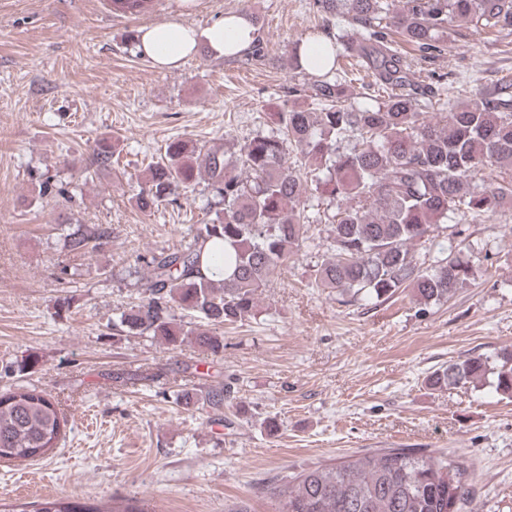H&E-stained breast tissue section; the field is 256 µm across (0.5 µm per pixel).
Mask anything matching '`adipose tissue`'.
I'll list each match as a JSON object with an SVG mask.
<instances>
[{
  "mask_svg": "<svg viewBox=\"0 0 512 512\" xmlns=\"http://www.w3.org/2000/svg\"><path fill=\"white\" fill-rule=\"evenodd\" d=\"M253 31V21L244 13L220 19L202 29L177 16L143 26L136 49L157 69L172 71L202 47L216 58L242 53L249 47Z\"/></svg>",
  "mask_w": 512,
  "mask_h": 512,
  "instance_id": "adipose-tissue-1",
  "label": "adipose tissue"
}]
</instances>
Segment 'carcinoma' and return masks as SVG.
Masks as SVG:
<instances>
[{"label":"carcinoma","mask_w":512,"mask_h":512,"mask_svg":"<svg viewBox=\"0 0 512 512\" xmlns=\"http://www.w3.org/2000/svg\"><path fill=\"white\" fill-rule=\"evenodd\" d=\"M153 0H112V12L140 15ZM316 12L349 28L311 49L297 41L290 69L310 79L289 87L297 100L272 114V128L229 149L170 141L163 156L137 181L134 202L151 213L207 181L212 217L181 249L139 257L145 299L121 313L126 335H146L171 346L186 339L214 353L224 349L209 330L187 329L171 309L209 325L253 316L271 275L288 266L313 223L328 226L331 254L314 265L311 283L336 295L386 300L410 290L419 304L446 301L468 287L473 266L449 253L423 268L414 248L460 213L493 214L512 202V86L488 98L476 93L456 103L448 119H427L397 34L419 56L443 49L456 21L482 33L512 30V0H313ZM370 71L375 85L395 93L375 105L349 104L346 65ZM112 143L92 148L85 177L112 170ZM499 169L488 185L477 182ZM335 206L328 213L321 206ZM112 237L108 224H80L67 232L72 254L96 250ZM32 356L0 367L22 377L35 369ZM495 375V391L512 398V350L495 356L450 360L428 377L433 387L475 385ZM60 402L35 387L0 390V461L42 458L66 436ZM467 461L454 453L380 448L302 470L278 491L279 512H461ZM33 512H152L137 498L112 500L104 510L90 502L48 498Z\"/></svg>","instance_id":"obj_1"}]
</instances>
